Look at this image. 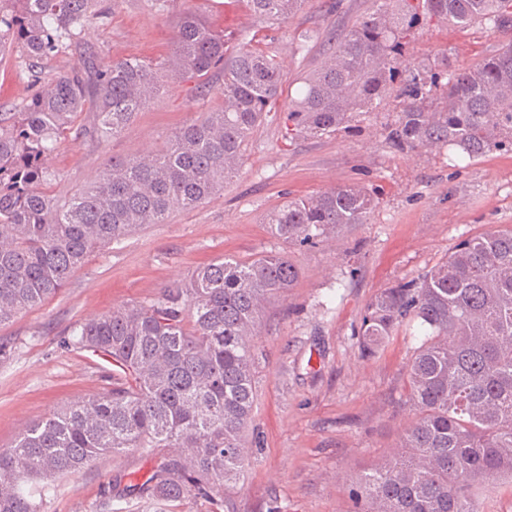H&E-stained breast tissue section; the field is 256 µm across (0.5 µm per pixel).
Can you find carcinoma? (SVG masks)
I'll list each match as a JSON object with an SVG mask.
<instances>
[{
    "label": "carcinoma",
    "instance_id": "obj_1",
    "mask_svg": "<svg viewBox=\"0 0 512 512\" xmlns=\"http://www.w3.org/2000/svg\"><path fill=\"white\" fill-rule=\"evenodd\" d=\"M306 0H248L262 24H280ZM336 36L322 66L303 80L288 109L291 136L318 138L346 128L390 92L400 110L385 127L392 148L459 150L474 159L512 149V43L476 67L438 74L404 59L407 34L432 22L512 29V0H373ZM104 19L99 0H0V55L18 48L31 82L44 58L71 46ZM224 74V109L169 135L153 155L107 160L94 182L62 200L45 190L61 144L118 134L161 88L193 79L212 90ZM278 56L234 44L195 11L176 27L162 61L116 59L58 74L19 112H0V325L57 294L94 251L170 209L205 203L239 175L248 138L278 94ZM87 125H77L84 112ZM375 198L353 185L291 199L269 219L276 237L301 246L363 224ZM298 279L281 254L221 257L189 280L77 325L68 344L117 367L99 394L64 405L0 449V512H39L25 491L68 475L100 455L173 448L144 480L115 492L149 508L191 497L210 512H234L227 493L244 477L252 422V343L264 305ZM424 340L408 364L415 420L402 451L351 482L354 512H479L474 484L512 480V227L461 240L444 262L377 294L360 345L376 352L404 322Z\"/></svg>",
    "mask_w": 512,
    "mask_h": 512
}]
</instances>
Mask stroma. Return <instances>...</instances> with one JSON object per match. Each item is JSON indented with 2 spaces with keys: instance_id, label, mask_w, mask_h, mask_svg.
<instances>
[{
  "instance_id": "35a3bbf8",
  "label": "stroma",
  "mask_w": 512,
  "mask_h": 512,
  "mask_svg": "<svg viewBox=\"0 0 512 512\" xmlns=\"http://www.w3.org/2000/svg\"><path fill=\"white\" fill-rule=\"evenodd\" d=\"M103 22L76 45L42 63L44 78L93 54L115 59L164 57L186 7H201L236 43L275 48L282 68L275 109L252 133L240 174L200 207L172 208L165 223L146 226L99 249L62 290L0 325V448L64 403L98 393L110 364L68 346L70 330L105 311L147 303L165 285L199 266L232 256L288 255L299 276L287 297L271 300L254 338L255 405L246 476L231 491L234 512H352L348 479L395 451L414 417L407 364L419 344L417 326L400 327L380 352L360 354L367 307L385 288L417 278L445 261L460 240L512 225V151L449 160L435 151H397L384 127L399 110L386 98L354 117L351 128L319 138L288 137L285 121L304 77L324 60L323 42L298 51L293 28L340 32L368 12L371 0H305L288 23L258 22L243 0H101ZM512 41V30L456 29L431 23L410 32L404 52L433 71L474 67ZM184 82L159 94L102 144L62 145L50 165V188L65 196L89 185L103 163L163 150L176 128L223 108L212 91L192 97ZM20 51L0 58V112L20 111L36 93ZM355 184L376 206L366 223L299 246L273 237L269 217L291 198ZM164 448L147 455H104L79 473L30 484L41 512H142L136 500L107 496V483L146 477Z\"/></svg>"
}]
</instances>
